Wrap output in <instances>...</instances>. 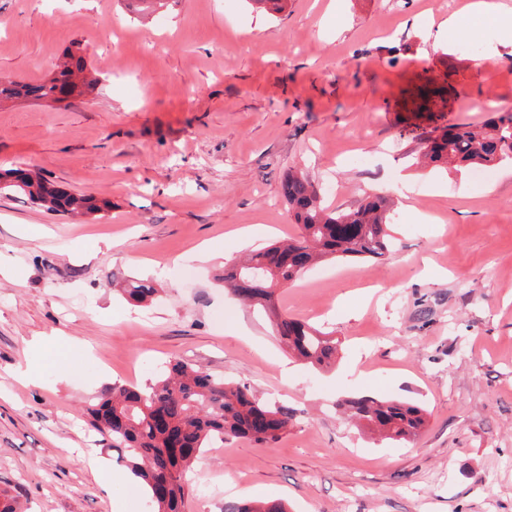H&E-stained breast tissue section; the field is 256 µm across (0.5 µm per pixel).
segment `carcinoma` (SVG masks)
<instances>
[{"instance_id":"obj_1","label":"carcinoma","mask_w":512,"mask_h":512,"mask_svg":"<svg viewBox=\"0 0 512 512\" xmlns=\"http://www.w3.org/2000/svg\"><path fill=\"white\" fill-rule=\"evenodd\" d=\"M86 70L84 57L69 50L57 63L55 74L40 82L1 77L0 101H63L96 82ZM421 159L436 166L458 167L511 160L512 112L497 113L479 127L453 126L424 147ZM0 192L60 213L96 216L112 208L105 197L69 193L20 166L0 169ZM283 196L299 225L298 236L249 252L220 281L237 300L259 306L279 340L299 360L313 367H329L336 361V342L279 312L275 289L293 283L322 260L384 257L391 247V203L385 196L373 195L354 209L331 210L323 204L317 187L294 171L284 178ZM124 293L129 301L142 304L155 294V288L132 282ZM338 407L350 420L394 441H407L426 425L425 411L402 400L358 395L341 400ZM157 408L168 418L164 429L151 421ZM88 413L92 428L109 441L118 462L144 482L148 512H185L189 489L183 475L202 449L226 437L248 438L258 444L276 442L295 417L293 409L264 404L248 386L201 371L184 360L169 363L162 377L146 388L114 385L105 389ZM224 512H286V508L276 501H230L224 503Z\"/></svg>"}]
</instances>
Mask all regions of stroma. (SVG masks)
I'll return each mask as SVG.
<instances>
[{"label":"stroma","mask_w":512,"mask_h":512,"mask_svg":"<svg viewBox=\"0 0 512 512\" xmlns=\"http://www.w3.org/2000/svg\"><path fill=\"white\" fill-rule=\"evenodd\" d=\"M463 3L288 0L264 15L177 0L137 21L125 0H0V76L39 82L77 42L99 76L62 103H0V168L112 202L73 217L0 194V489L27 512H146L125 483L102 492L77 451L121 472L88 407L182 359L296 411L273 445L205 449L186 512H224L243 487L289 512H512V162H415L449 125L512 110V46L478 18L467 53L444 26ZM291 170L343 211L394 199L390 253L322 262L278 292L336 338L324 369L290 359L216 281L298 234ZM136 279L158 290L148 305L123 296ZM26 365L36 382L15 380ZM359 394L417 403L426 426L410 441L357 429L336 402Z\"/></svg>","instance_id":"obj_1"}]
</instances>
